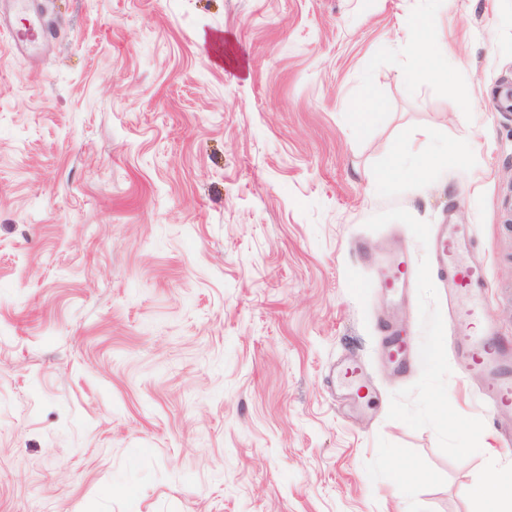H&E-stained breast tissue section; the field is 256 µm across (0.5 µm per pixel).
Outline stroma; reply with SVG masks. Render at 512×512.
Listing matches in <instances>:
<instances>
[{"label": "stroma", "instance_id": "1", "mask_svg": "<svg viewBox=\"0 0 512 512\" xmlns=\"http://www.w3.org/2000/svg\"><path fill=\"white\" fill-rule=\"evenodd\" d=\"M34 7L31 50L0 25V512H476L512 447L433 233L468 228L511 340L512 0ZM427 15L444 79L403 41ZM385 353L388 360L395 365L397 370L404 369L408 359L407 336H398L392 329L388 330Z\"/></svg>", "mask_w": 512, "mask_h": 512}]
</instances>
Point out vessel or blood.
Returning a JSON list of instances; mask_svg holds the SVG:
<instances>
[{
	"label": "vessel or blood",
	"instance_id": "b4317fda",
	"mask_svg": "<svg viewBox=\"0 0 512 512\" xmlns=\"http://www.w3.org/2000/svg\"><path fill=\"white\" fill-rule=\"evenodd\" d=\"M436 267L453 294L469 295L466 308H454L453 338L464 355L470 373L484 383L485 401L498 410L512 408V341L495 336L483 317L480 293L485 288L484 268L477 260L464 259L468 245L457 225H439L436 232ZM385 353L396 369H404L408 359V339L388 333Z\"/></svg>",
	"mask_w": 512,
	"mask_h": 512
}]
</instances>
